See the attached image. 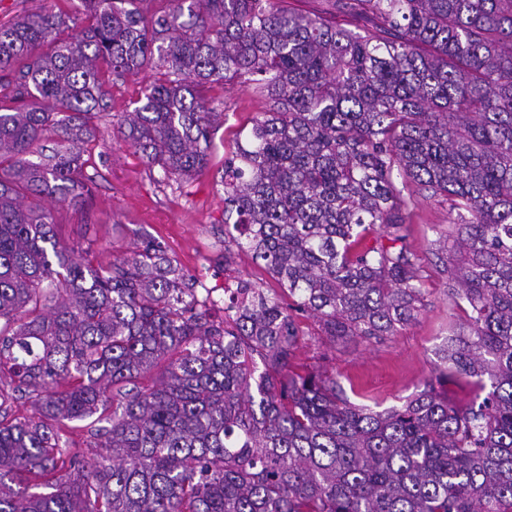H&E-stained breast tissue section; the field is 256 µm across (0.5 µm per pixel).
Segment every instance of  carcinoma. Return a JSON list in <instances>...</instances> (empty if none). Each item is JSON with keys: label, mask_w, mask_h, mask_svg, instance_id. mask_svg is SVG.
Returning a JSON list of instances; mask_svg holds the SVG:
<instances>
[{"label": "carcinoma", "mask_w": 512, "mask_h": 512, "mask_svg": "<svg viewBox=\"0 0 512 512\" xmlns=\"http://www.w3.org/2000/svg\"><path fill=\"white\" fill-rule=\"evenodd\" d=\"M81 2L74 38L62 10L0 23V512H512V0H335L344 26L284 0ZM102 63L158 71L119 130L167 179L208 165L214 86L265 101L224 160V251L281 294L239 280L217 323L157 242L110 268L60 245L44 202L89 194ZM416 194L453 214L434 266L467 319L378 412L297 363L300 318L332 339L417 318ZM456 376L490 390L459 407L436 389ZM92 417L87 460L62 431Z\"/></svg>", "instance_id": "obj_1"}]
</instances>
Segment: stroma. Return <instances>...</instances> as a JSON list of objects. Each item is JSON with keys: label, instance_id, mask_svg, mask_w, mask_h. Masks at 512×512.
<instances>
[{"label": "stroma", "instance_id": "obj_1", "mask_svg": "<svg viewBox=\"0 0 512 512\" xmlns=\"http://www.w3.org/2000/svg\"><path fill=\"white\" fill-rule=\"evenodd\" d=\"M145 69L117 83L105 82L112 100L111 116L96 123V137L88 146L89 162L83 178L92 193L86 204L58 205L54 230L61 243L96 267L111 266L129 255L137 243L150 238L180 264L186 276L223 296L238 280L277 288V281L250 254L225 258L224 188L217 172L234 150L236 131L265 107L251 89L234 85L223 98L212 101L223 115L207 167L195 177L164 180L160 170H149L140 153L117 131L115 114L131 111L155 78ZM447 203L419 199L411 208L404 233L406 245L429 258L431 243L447 232ZM425 305L417 319L394 336L378 339L323 336L318 322L306 319L297 352L301 364L334 375L356 404L383 411L412 398L435 374L439 347L450 329L466 320L463 305L445 295V278L430 271L424 285Z\"/></svg>", "mask_w": 512, "mask_h": 512}]
</instances>
